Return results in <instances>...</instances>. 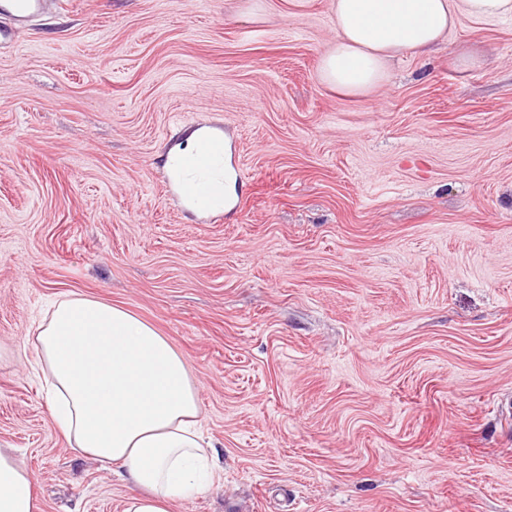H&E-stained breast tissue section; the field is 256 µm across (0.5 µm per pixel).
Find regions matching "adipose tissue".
<instances>
[{"label":"adipose tissue","mask_w":512,"mask_h":512,"mask_svg":"<svg viewBox=\"0 0 512 512\" xmlns=\"http://www.w3.org/2000/svg\"><path fill=\"white\" fill-rule=\"evenodd\" d=\"M336 40L320 81L348 96L383 83L390 60L427 57L459 16L512 15V0H330ZM26 341L47 377L49 418L71 448L111 464L132 486L124 512H172L219 476L197 423L198 395L182 357L130 311L82 296L58 300ZM0 512H42L33 478L0 448Z\"/></svg>","instance_id":"adipose-tissue-1"}]
</instances>
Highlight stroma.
<instances>
[{
	"instance_id": "obj_1",
	"label": "stroma",
	"mask_w": 512,
	"mask_h": 512,
	"mask_svg": "<svg viewBox=\"0 0 512 512\" xmlns=\"http://www.w3.org/2000/svg\"><path fill=\"white\" fill-rule=\"evenodd\" d=\"M335 36L330 0H49L0 45V448L42 512L131 492L55 431L25 342L71 294L199 386L221 478L173 512H512V17L361 97L318 80ZM203 126L237 150L212 215L164 167Z\"/></svg>"
}]
</instances>
